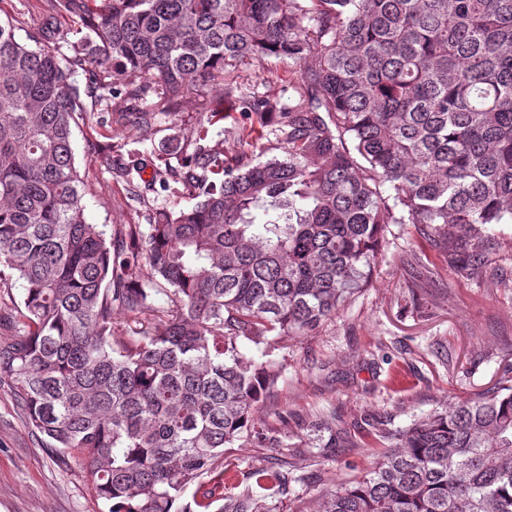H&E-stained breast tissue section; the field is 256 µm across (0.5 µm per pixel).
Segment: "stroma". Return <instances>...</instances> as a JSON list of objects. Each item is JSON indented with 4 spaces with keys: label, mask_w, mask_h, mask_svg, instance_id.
I'll use <instances>...</instances> for the list:
<instances>
[{
    "label": "stroma",
    "mask_w": 512,
    "mask_h": 512,
    "mask_svg": "<svg viewBox=\"0 0 512 512\" xmlns=\"http://www.w3.org/2000/svg\"><path fill=\"white\" fill-rule=\"evenodd\" d=\"M47 10L46 0H0V17L14 18L25 41L36 37ZM243 73L259 92L295 102L285 62L257 59ZM222 101L216 88L190 91L174 114L158 115L151 139L116 126L109 149L96 115L79 122L73 147L88 222L145 225L153 204L191 208L186 197L131 195L115 169L129 152L160 148L184 121ZM487 235L482 268L466 276L450 264L444 234L430 239L416 224L386 225L368 286L310 335L271 345L280 378L255 419L273 441L230 451L237 480L259 460L282 464L290 482L277 512H317L322 495L364 475L387 448L384 431L512 379V224L492 225ZM102 510L82 469L29 431L9 386L1 385L0 512Z\"/></svg>",
    "instance_id": "stroma-1"
}]
</instances>
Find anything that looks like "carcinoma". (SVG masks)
Here are the masks:
<instances>
[{
    "instance_id": "cac0c4a2",
    "label": "carcinoma",
    "mask_w": 512,
    "mask_h": 512,
    "mask_svg": "<svg viewBox=\"0 0 512 512\" xmlns=\"http://www.w3.org/2000/svg\"><path fill=\"white\" fill-rule=\"evenodd\" d=\"M60 17L79 35L72 57ZM15 29L0 23V294L16 278L25 296L0 383L108 512H273L288 471L256 465L241 489L224 464L271 440L254 410L278 373L242 342L335 317L386 224H441L464 243L450 263L480 269L487 227L512 222V0H51L36 47ZM257 57L295 66L297 103L247 86ZM78 68L108 149L112 126L148 140L189 87L224 82L227 108L153 153L152 182L191 209L109 234L87 222ZM150 93L157 110L129 108ZM237 113L238 140L271 127L281 154L225 155L215 127ZM143 169L117 173L135 192ZM382 438L320 512H512V384Z\"/></svg>"
}]
</instances>
